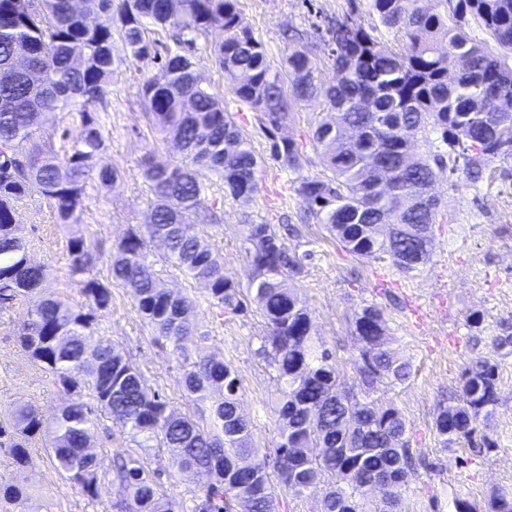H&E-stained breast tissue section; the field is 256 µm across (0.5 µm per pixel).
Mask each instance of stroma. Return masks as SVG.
Instances as JSON below:
<instances>
[{"label": "stroma", "mask_w": 512, "mask_h": 512, "mask_svg": "<svg viewBox=\"0 0 512 512\" xmlns=\"http://www.w3.org/2000/svg\"><path fill=\"white\" fill-rule=\"evenodd\" d=\"M238 5L244 24L266 48L273 66H280L288 50V31L302 33L321 60L317 81L326 86L335 82L336 72L326 59L321 27L347 14L364 25L372 23L366 0H239ZM223 38L219 28L199 38L196 73L203 86L223 99L226 111L251 141L262 162L259 191L246 203L226 199L216 176L202 172L207 200L220 202V221L190 224V233L218 252L225 271L237 277L243 276L247 264L240 239L248 221L273 225L288 252H311L296 286L311 313L315 337L334 355L343 388L356 384L361 343L354 331L355 317L362 306L380 307L388 346L411 369L405 382H381L371 394L377 405H394L403 414L406 439L418 464L401 512H455L459 497L486 512L495 492L512 489V158L495 161L483 181L459 176L435 185L442 219L432 227L431 260L420 270L406 275L389 260L349 254L310 216L294 192L300 176L328 173L324 155L308 134L329 118V111L294 101L289 121L277 128L268 125L261 112L228 89L223 70L214 62L211 48ZM160 75L158 62L150 57L115 63L106 101L95 108L105 147L92 165L112 166L119 177L107 187L88 182L86 209L76 228L56 224L39 195L15 205L18 224L30 232L28 255L46 267L47 275L39 293L0 310V420L17 405L29 404L49 427L73 401L20 346L16 331L40 299L84 305L70 275L66 247L69 234L75 232L83 235L97 258L96 277L112 291L111 306L96 314L98 335L120 345L172 406L196 413L201 426L210 424L207 414L197 413L183 387L180 360L170 346L156 339L129 290L111 278L116 242L129 227L150 220L153 202L141 176L144 161L168 165L181 158L173 142L161 140L155 132L141 96L142 82ZM288 138L298 142L304 153L305 164L298 174L281 170L271 157L272 142ZM161 253L156 247L150 255L160 280L193 300L196 319L209 333L208 353L223 359L241 381V411L250 422L254 443L272 447L281 425L274 411L279 390L275 371L261 354L265 324L257 305L248 303L243 312L219 311L211 305L206 285L168 266ZM474 311L483 316L477 330L467 324L468 314ZM477 357L490 358L498 366V402L493 415L479 424L480 432L495 446L443 448L434 418L439 406L454 404L461 373ZM89 450L98 463V494L92 499L55 469L46 435L36 437L29 461L22 467L0 446V483L20 485L25 492L19 501L0 497V512H117L121 492L114 461L135 450L150 470L160 472L163 491L186 505H193L208 482L206 475L174 469L165 449H137L129 434L103 417L89 431Z\"/></svg>", "instance_id": "35a3bbf8"}]
</instances>
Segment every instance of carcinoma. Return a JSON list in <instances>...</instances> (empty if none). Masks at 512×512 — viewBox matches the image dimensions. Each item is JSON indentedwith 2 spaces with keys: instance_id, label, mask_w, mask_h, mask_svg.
Segmentation results:
<instances>
[{
  "instance_id": "cac0c4a2",
  "label": "carcinoma",
  "mask_w": 512,
  "mask_h": 512,
  "mask_svg": "<svg viewBox=\"0 0 512 512\" xmlns=\"http://www.w3.org/2000/svg\"><path fill=\"white\" fill-rule=\"evenodd\" d=\"M70 0H0V309L41 288L46 267L28 260L15 203L33 192L54 210L58 222H78L85 211L86 183L108 186L118 172L106 165L94 171L88 160L104 148L103 132L92 111L106 97L115 49L112 28L91 27L84 16L117 17L128 56L153 54L169 74L158 85L147 79L141 94L156 132L182 154L172 166L147 161L142 176L154 194L153 221L128 229L112 253V279L129 289L137 310L184 365L183 386L196 402L210 401L217 431L201 427L190 413L171 406L112 340L94 346L95 317L57 299L36 304L17 331L31 358L72 395H88L113 425L129 433L139 448H165L178 471L206 473L210 481L193 512H275L269 468L285 490L299 497L326 482L323 512H341L348 500L354 512H376L364 490L372 477L391 471L388 497L400 505L416 465L405 435L407 423L393 405L378 407L350 396L339 401L334 356L313 336L310 312L288 279L305 273L311 254L280 249L269 224L245 225L241 248L247 259L248 289L265 323L263 353L270 359L281 394L279 439L259 448L239 410L241 382L224 362L184 345L203 343L209 333L195 323L192 302L163 287L148 246L158 243L164 258L184 275L208 285L211 304L239 311L240 280L224 272L220 255L196 236L185 234L201 216L205 197L198 171L220 180L224 195L246 203L259 189L260 163L224 102L202 87L194 53L198 38L224 29L213 57L231 92L264 113L271 125L288 118V100L323 103L335 118L312 129L323 149L328 176H305L296 193L318 223L350 254L386 257L410 274L431 258L433 238L422 243V225L439 221L436 199L424 212L415 201L429 196L440 180L464 174L481 179L497 159L512 158V0H456L443 14L423 0H368L367 10L395 32L399 45L379 46L362 23L324 40L336 69V83L320 90L312 49L298 43L281 66H272L263 44L243 25L237 0H82L74 13ZM470 14L484 37L465 29L459 16ZM168 26L176 49L160 55L146 39V22ZM29 47L35 77L14 70L15 48ZM77 114L83 126L65 159L54 150V134L42 139L44 117ZM428 149L415 154L418 142ZM272 157L282 169L303 166L293 140L275 142ZM70 274L88 304L98 310L112 303L110 288L93 273L96 258L84 238L67 239ZM362 343L358 386L371 391L384 379L405 381L407 362L387 348V327L377 306L365 305L355 320ZM498 366L478 357L462 371L457 404L439 408L434 428L442 447L495 442L478 434L480 418L497 403ZM95 409L77 401L56 419L49 439L55 468L88 498L97 496L94 457L85 452ZM46 430L32 406L15 409L0 421L14 463H26L31 441ZM122 512H185L161 490L160 474L137 457L118 469ZM489 512H512V491L490 499Z\"/></svg>"
}]
</instances>
